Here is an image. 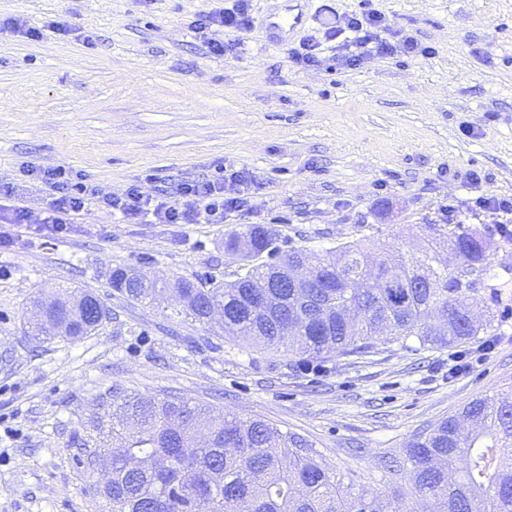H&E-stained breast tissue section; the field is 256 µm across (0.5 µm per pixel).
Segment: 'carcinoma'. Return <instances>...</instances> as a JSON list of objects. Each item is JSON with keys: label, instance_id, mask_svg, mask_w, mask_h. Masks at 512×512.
Listing matches in <instances>:
<instances>
[{"label": "carcinoma", "instance_id": "1", "mask_svg": "<svg viewBox=\"0 0 512 512\" xmlns=\"http://www.w3.org/2000/svg\"><path fill=\"white\" fill-rule=\"evenodd\" d=\"M273 241V230L261 224L227 235L225 253L278 261L251 265L229 282L138 280L137 269L121 267L110 280L136 302L153 303L175 287L185 316L207 324L210 308L220 307L232 339L310 359L361 355L411 336L457 347L480 335L470 321L473 289L448 276L442 262V253L456 252L489 271L490 243L462 222L433 229L420 254L394 255L389 265L375 263L364 239L284 254ZM300 266L308 275L295 285L288 272ZM374 276L387 287H369ZM34 307L47 316L37 331L67 340L97 330L109 314L88 291L39 299ZM112 393V450L89 459L112 472L103 489L111 512H226L231 500L247 502L251 512H402L397 503L352 492L305 439L264 420L231 413L216 420L205 405L178 396L118 387ZM386 474L408 477L419 512H512V395L477 398L460 415L413 435Z\"/></svg>", "mask_w": 512, "mask_h": 512}]
</instances>
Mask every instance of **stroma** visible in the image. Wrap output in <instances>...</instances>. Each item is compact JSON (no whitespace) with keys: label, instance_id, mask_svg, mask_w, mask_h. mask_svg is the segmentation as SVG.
<instances>
[{"label":"stroma","instance_id":"35a3bbf8","mask_svg":"<svg viewBox=\"0 0 512 512\" xmlns=\"http://www.w3.org/2000/svg\"><path fill=\"white\" fill-rule=\"evenodd\" d=\"M358 3L310 0L305 24L276 42L267 15L290 0H256L247 51L216 56L187 28L205 0H0V20L42 31L0 34V181L22 185L26 205L43 198L22 174L30 162L115 192L219 166L250 180L249 213L220 224H121L93 207L62 238L27 233L0 249V512H108L86 460L107 445L115 386L299 434L352 491L409 508L385 457L472 400L512 392V237L475 204L512 198V0H373L389 38L412 34L434 54L292 62L291 48ZM60 15L71 34L46 30ZM460 220L492 242L496 345L454 375L449 349L414 338L323 360L248 347L109 281L125 266L234 280L245 266L224 238L248 224L272 226L283 251L365 238L410 255L427 225ZM62 285L96 294L110 317L79 340L36 339L30 302Z\"/></svg>","mask_w":512,"mask_h":512}]
</instances>
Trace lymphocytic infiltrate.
Returning a JSON list of instances; mask_svg holds the SVG:
<instances>
[{
  "label": "lymphocytic infiltrate",
  "mask_w": 512,
  "mask_h": 512,
  "mask_svg": "<svg viewBox=\"0 0 512 512\" xmlns=\"http://www.w3.org/2000/svg\"><path fill=\"white\" fill-rule=\"evenodd\" d=\"M190 29L206 36L212 54L225 53L223 42L210 38L213 29L245 39L254 27L251 0H235L229 7L210 6L194 14ZM385 15L377 9L344 14L340 25L330 28L328 40H342L346 51L344 65L353 68L372 59L429 55L413 36L389 40ZM26 174L41 183L47 201L40 211L19 202L20 191L10 182L0 183V245L14 241L12 225H32L35 231L54 237L66 234L77 216L95 206L128 222L153 224H220L227 214L242 211L247 204L240 172L218 169L194 178L178 180L172 191L142 192L132 184L123 192L112 193L87 183L79 171L65 166H28Z\"/></svg>",
  "instance_id": "1"
}]
</instances>
